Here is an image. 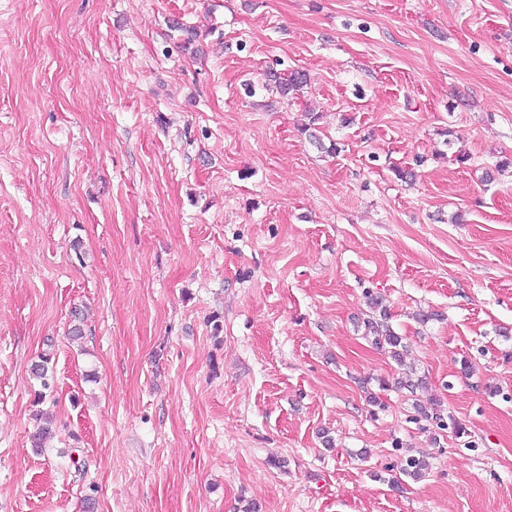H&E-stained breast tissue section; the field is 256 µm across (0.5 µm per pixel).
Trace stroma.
Segmentation results:
<instances>
[{
    "label": "stroma",
    "instance_id": "obj_1",
    "mask_svg": "<svg viewBox=\"0 0 512 512\" xmlns=\"http://www.w3.org/2000/svg\"><path fill=\"white\" fill-rule=\"evenodd\" d=\"M0 512H512V0H0ZM267 77L269 82L263 85V88L270 90V88L273 87L276 89V92L285 99H288L291 92L299 91L307 84V75L300 70L292 71L286 78L281 77L276 72L270 71ZM367 298L372 313L375 315L378 313L380 319L372 316L364 321L363 335L366 338H371L373 346L386 351L398 365L402 366L406 346L402 342V337L395 333L387 322L389 316L384 299L371 293H368ZM417 411L420 414L421 418H424L425 420H431L436 424V427L440 430H446L450 429L451 432L456 437H461L462 435L466 434V429L463 426L462 423L458 422L455 418L452 416H448V422L445 421L444 417L440 413L441 410L437 409L436 407L433 408V413L429 414L425 408H423L421 405H418Z\"/></svg>",
    "mask_w": 512,
    "mask_h": 512
}]
</instances>
